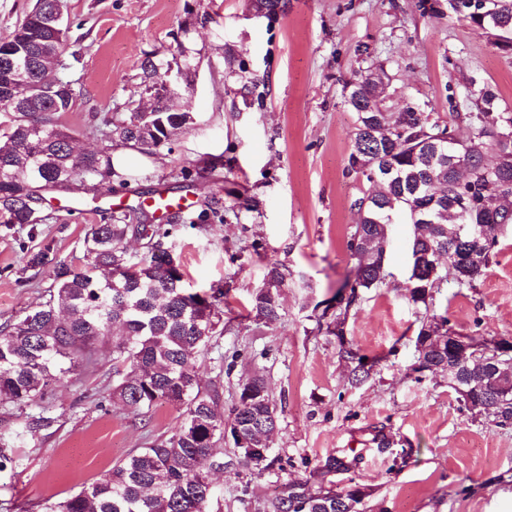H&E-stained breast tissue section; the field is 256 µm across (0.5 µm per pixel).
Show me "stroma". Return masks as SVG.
<instances>
[{"label": "stroma", "mask_w": 512, "mask_h": 512, "mask_svg": "<svg viewBox=\"0 0 512 512\" xmlns=\"http://www.w3.org/2000/svg\"><path fill=\"white\" fill-rule=\"evenodd\" d=\"M63 0L69 20L65 76L76 102L61 121L78 146L99 151L106 117L145 99L141 62L171 70L167 105L193 121L143 150L144 164L113 178L112 195L78 190L53 199L47 220L0 224V325L46 298L54 267L29 269L28 251L51 245L55 262L79 264L85 228L108 217L161 224L184 286L224 290V328L196 361L219 386L230 417L239 386L259 375L278 408L270 465L256 472L231 439L214 451L209 512H269L286 484L309 478L327 457L347 470L336 489L368 490L362 512H512V428L475 418L444 372L416 375L415 338L425 312L447 316L477 338H512V232L498 237L485 275L444 285L431 309L406 302L413 227H390V277L363 291L346 337L374 359L352 384L322 312L354 272L346 240L367 195L347 172L355 114L344 98L353 75L383 73L382 107L430 121L475 111L482 90L512 113V53L449 11L448 0ZM192 194L185 210L155 213L152 191ZM282 264L283 315L250 314L271 262ZM96 366L76 368L41 406L0 407V442L12 465L0 471V512H45L91 484L136 449L168 437L182 420L162 404L140 418L112 391V347ZM46 417L48 425L26 430Z\"/></svg>", "instance_id": "35a3bbf8"}]
</instances>
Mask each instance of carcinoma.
I'll use <instances>...</instances> for the list:
<instances>
[{"instance_id": "carcinoma-1", "label": "carcinoma", "mask_w": 512, "mask_h": 512, "mask_svg": "<svg viewBox=\"0 0 512 512\" xmlns=\"http://www.w3.org/2000/svg\"><path fill=\"white\" fill-rule=\"evenodd\" d=\"M448 0L460 19L489 31L493 44L512 51V0ZM51 3L35 0L31 10L0 43L20 36L63 49L68 27L48 26ZM22 91L29 111L11 115L0 126V217L7 225H34L31 215L41 211L46 194L71 188L75 181L96 180L112 192V158L103 151L81 154L72 146L75 132L59 122L60 113L73 108L63 94L68 80L40 85L38 72L27 74ZM346 103L356 112L348 172L363 177L373 192L356 201L360 221L346 242L356 260L354 276L336 291V310L327 322L336 337L338 354L350 369L351 383L366 381L372 369L346 339L345 324L360 292L378 288L388 276V227L403 218L414 226L410 255L439 251L438 267L411 260L406 299L429 306L434 290L448 281L462 287L485 275L497 246V231L512 224V113L499 112L496 94L486 89L479 112L448 122H431L425 113L385 112L378 103L379 84L366 83L360 74L346 82ZM193 117L189 112L115 114L106 120L107 136L131 149L157 147L172 129ZM448 136L471 141L501 158L495 172L471 156V170L460 175L450 157L437 154V139ZM388 167L391 176L373 180L371 172ZM147 240V253L133 263L124 247L131 231ZM166 232L154 224H94L84 237L83 262L57 266L48 298L15 323L0 326V405L23 410L37 406L46 391L83 365L95 366L90 353L99 343L112 344L113 360L129 371L113 388L124 405L147 415L165 402L182 410L183 421L169 437L140 448L113 465L99 479L48 512H205L212 494L209 470L214 448L224 439L219 413L221 392L203 386L196 358L224 316V291L191 293L177 257L166 247ZM45 245L29 252L26 267L53 262ZM287 274L282 265L268 264L266 282L252 296L251 310L261 322H273L282 310L281 290ZM421 323L415 339L417 355L437 367L458 360L448 345L427 349L436 320ZM472 382L468 395H458L464 407L480 401L499 405L495 426L512 427L511 372L480 376L478 357L468 353ZM258 399H244L232 410L231 425L256 448L265 447L268 429L278 422L277 408L265 380L246 381ZM346 468L332 456L310 478L292 482L271 502V512H342L340 500L359 492L354 485L336 492L325 489V477ZM318 488H313L312 483Z\"/></svg>"}]
</instances>
